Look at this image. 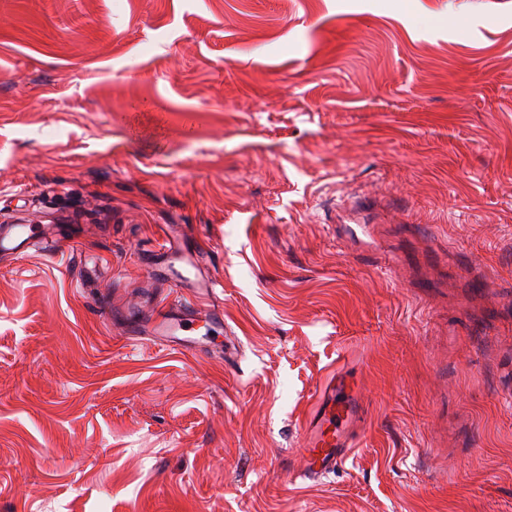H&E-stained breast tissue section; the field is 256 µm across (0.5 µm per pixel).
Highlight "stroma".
Wrapping results in <instances>:
<instances>
[{
  "mask_svg": "<svg viewBox=\"0 0 512 512\" xmlns=\"http://www.w3.org/2000/svg\"><path fill=\"white\" fill-rule=\"evenodd\" d=\"M14 222L68 244L0 254V512H512V0H0ZM169 225L224 287L190 349L123 320ZM362 413L351 377L332 374L322 386L309 415L310 434L303 451V477H320L336 472L354 447L349 425Z\"/></svg>",
  "mask_w": 512,
  "mask_h": 512,
  "instance_id": "35a3bbf8",
  "label": "stroma"
}]
</instances>
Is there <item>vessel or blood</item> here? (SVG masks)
Returning a JSON list of instances; mask_svg holds the SVG:
<instances>
[{"mask_svg": "<svg viewBox=\"0 0 512 512\" xmlns=\"http://www.w3.org/2000/svg\"><path fill=\"white\" fill-rule=\"evenodd\" d=\"M43 234L36 224H1L0 253L25 257L33 240ZM173 282L178 293L156 312L148 333L154 343L170 342L189 349L194 345L191 334L196 326L215 322L220 316L219 310L208 305L215 283L208 277L190 278L178 271L173 274ZM361 412L362 404L350 376L343 372L329 376L309 415L310 434L303 451L305 477H320L341 467L354 445L348 427Z\"/></svg>", "mask_w": 512, "mask_h": 512, "instance_id": "b4317fda", "label": "vessel or blood"}]
</instances>
